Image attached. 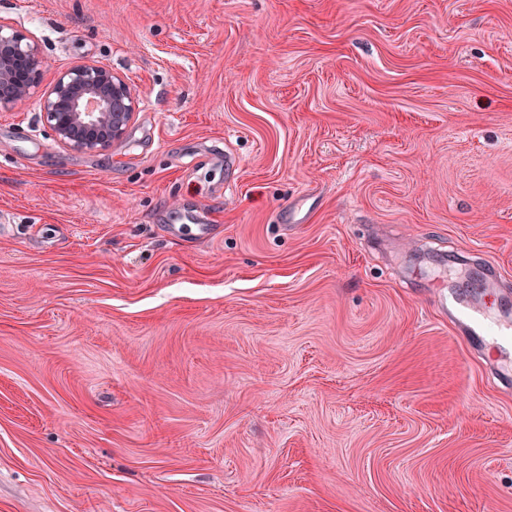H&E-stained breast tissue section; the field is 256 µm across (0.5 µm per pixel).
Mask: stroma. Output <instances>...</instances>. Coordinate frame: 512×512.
I'll return each instance as SVG.
<instances>
[{
    "label": "stroma",
    "instance_id": "obj_1",
    "mask_svg": "<svg viewBox=\"0 0 512 512\" xmlns=\"http://www.w3.org/2000/svg\"><path fill=\"white\" fill-rule=\"evenodd\" d=\"M0 21L140 103L96 154L0 112V512H512V390L438 308L512 319V0ZM214 224H169V233L177 238L187 237L193 245L208 242L213 234Z\"/></svg>",
    "mask_w": 512,
    "mask_h": 512
}]
</instances>
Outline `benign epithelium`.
I'll return each instance as SVG.
<instances>
[{"label":"benign epithelium","mask_w":512,"mask_h":512,"mask_svg":"<svg viewBox=\"0 0 512 512\" xmlns=\"http://www.w3.org/2000/svg\"><path fill=\"white\" fill-rule=\"evenodd\" d=\"M38 43L0 23V111H11L36 98L43 123L65 149L97 153L122 139L139 109L123 78L100 62H78L41 88Z\"/></svg>","instance_id":"1"}]
</instances>
